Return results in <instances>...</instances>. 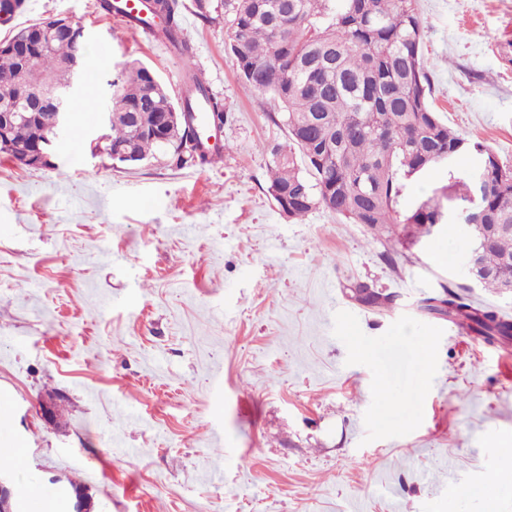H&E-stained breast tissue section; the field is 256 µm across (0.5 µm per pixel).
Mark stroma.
Instances as JSON below:
<instances>
[{"label": "stroma", "instance_id": "obj_1", "mask_svg": "<svg viewBox=\"0 0 512 512\" xmlns=\"http://www.w3.org/2000/svg\"><path fill=\"white\" fill-rule=\"evenodd\" d=\"M183 0L191 58L100 0H36L84 32L79 95L53 166L0 154V389L26 476L87 486L107 512H512V343L488 345L424 311L443 287L512 319L466 268L460 221L413 238L325 209L296 222L267 193L278 106L237 74L221 0ZM432 105L512 167V0H415ZM149 66L174 101L187 73L223 100L220 159L178 168L90 156L111 80ZM480 164L404 180L398 210L447 198ZM364 284L394 294L369 309ZM432 342L427 361L411 342ZM52 402L53 420L40 411ZM352 298L360 305L367 308H379L394 301V295L382 294L380 292L371 290L365 285H357L351 289Z\"/></svg>", "mask_w": 512, "mask_h": 512}]
</instances>
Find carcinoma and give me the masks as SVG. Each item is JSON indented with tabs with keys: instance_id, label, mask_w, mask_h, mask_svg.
<instances>
[{
	"instance_id": "carcinoma-1",
	"label": "carcinoma",
	"mask_w": 512,
	"mask_h": 512,
	"mask_svg": "<svg viewBox=\"0 0 512 512\" xmlns=\"http://www.w3.org/2000/svg\"><path fill=\"white\" fill-rule=\"evenodd\" d=\"M145 9L147 16L137 21L191 56L182 38L179 0H148ZM224 26L226 50L240 78L282 104L283 112L269 119L286 128L288 145L270 148L267 191L288 217L301 221L322 207L372 230L401 225L428 234L445 220L431 203L397 211L402 180L435 170L448 157L475 153L488 186L472 202L477 216L466 218L481 225L472 238L481 246L477 275L485 288L512 289V168L483 144L456 134L433 109L422 55L424 27L413 0H224ZM82 54L79 28L51 38L35 63L40 86L63 89L68 63ZM150 73L135 62L117 76L105 149L131 143L141 161L168 151L178 167L211 164L216 155L192 131V96L175 104ZM18 81L17 65L1 58L0 112L9 111ZM159 112L184 113L180 132L167 144L143 132ZM47 135L45 119H28L11 128L10 141L29 149ZM352 298L367 308L394 301L365 285L353 288ZM424 310L448 317L487 344L512 336L511 321L446 286L426 299Z\"/></svg>"
}]
</instances>
